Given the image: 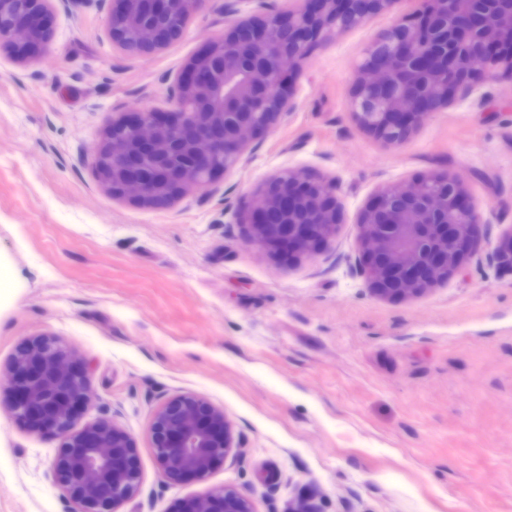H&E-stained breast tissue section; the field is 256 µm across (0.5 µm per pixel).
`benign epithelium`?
Returning a JSON list of instances; mask_svg holds the SVG:
<instances>
[{"label":"benign epithelium","mask_w":512,"mask_h":512,"mask_svg":"<svg viewBox=\"0 0 512 512\" xmlns=\"http://www.w3.org/2000/svg\"><path fill=\"white\" fill-rule=\"evenodd\" d=\"M54 0H0V49L35 46ZM112 42L134 53L166 47L184 32L202 0H115ZM262 19L224 11V38L207 45L178 74L166 111L126 112L112 120L97 160L112 194L166 204L189 186L205 187L239 163L249 137L294 110L291 81L304 49L389 11L400 0H297ZM138 33L125 41V29ZM512 0H424L392 25L356 65L352 103L358 124L393 146L403 144L476 80L512 77ZM336 183L276 175L249 209L255 243L274 253H309L336 230ZM484 213L456 176H431L380 188L359 221L361 259L374 292L403 298L456 274L480 244ZM88 376L57 342L26 343L10 369L12 412L27 429L61 440L56 483L73 512H119L140 485L135 445L107 422L73 428L88 401ZM151 443L165 478L202 479L233 453L224 412L192 394L170 398L155 414ZM171 512H250L230 489L175 502Z\"/></svg>","instance_id":"benign-epithelium-1"}]
</instances>
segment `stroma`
Wrapping results in <instances>:
<instances>
[{
	"mask_svg": "<svg viewBox=\"0 0 512 512\" xmlns=\"http://www.w3.org/2000/svg\"><path fill=\"white\" fill-rule=\"evenodd\" d=\"M202 0L180 39L130 53L107 33L112 0H55L50 37L0 52V512H71L58 440L14 419L21 345L57 341L88 371L75 428L114 422L134 441L140 491L120 512H169L228 488L253 512H512V82H484L401 146L351 109L365 48L413 13L402 0L317 44L295 110L241 162L156 206L112 196L97 151L112 119L164 106L173 77L224 34ZM335 182L341 220L316 251L257 248L251 201L279 173ZM461 176L486 205L481 244L448 280L404 298L366 278L358 217L382 186ZM192 394L223 410L234 457L205 478L161 474L157 410Z\"/></svg>",
	"mask_w": 512,
	"mask_h": 512,
	"instance_id": "1",
	"label": "stroma"
}]
</instances>
